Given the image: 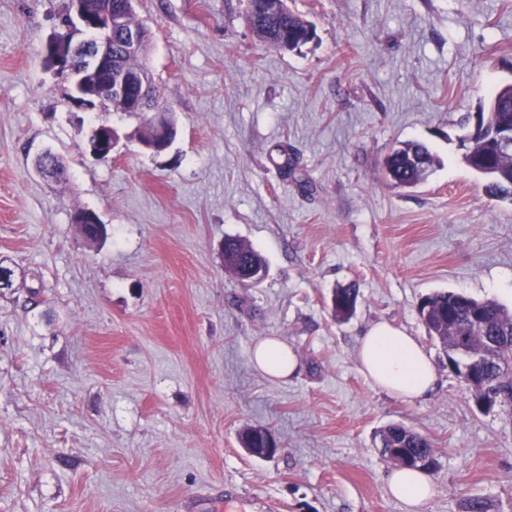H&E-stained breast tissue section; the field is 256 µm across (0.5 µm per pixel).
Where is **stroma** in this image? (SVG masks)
<instances>
[{
	"label": "stroma",
	"mask_w": 512,
	"mask_h": 512,
	"mask_svg": "<svg viewBox=\"0 0 512 512\" xmlns=\"http://www.w3.org/2000/svg\"><path fill=\"white\" fill-rule=\"evenodd\" d=\"M315 31L261 42L247 0H137L146 63L175 123L161 153L143 117L76 100L42 49L70 0H0V512H407L379 432L428 437L438 467L422 512L473 495L512 512V413L478 410L418 305L441 291L512 312V200L463 161L467 119L512 83V0H286ZM118 136L95 161L98 125ZM436 158L424 180L380 176L396 142ZM55 153L66 180L35 168ZM311 182L303 190L302 182ZM94 211L104 245L73 217ZM234 238L265 259L245 288ZM353 287L336 320L335 289ZM386 322L431 355L438 381L408 403L373 388L357 346ZM277 336L295 376L266 377ZM279 449L252 456L242 436ZM224 267L242 285L250 286L246 269L265 268V263L261 254L251 246L228 238L224 241ZM333 310L337 318L347 319L353 313L357 294L352 288H338L333 294ZM252 362L269 378L279 380L292 376L298 367L296 354L286 343L271 336L254 343ZM267 433L272 434L270 430L266 428H255L245 433L244 444L245 447H251L246 448L250 454L260 458H270L276 453L277 448H275L272 436L268 437V447L263 448L265 445L264 435Z\"/></svg>",
	"instance_id": "35a3bbf8"
}]
</instances>
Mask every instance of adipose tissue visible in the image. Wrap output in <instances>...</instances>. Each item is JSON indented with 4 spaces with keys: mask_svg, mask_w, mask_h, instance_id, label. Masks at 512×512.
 Instances as JSON below:
<instances>
[{
    "mask_svg": "<svg viewBox=\"0 0 512 512\" xmlns=\"http://www.w3.org/2000/svg\"><path fill=\"white\" fill-rule=\"evenodd\" d=\"M252 361L269 378L279 380L292 376L298 367L295 353L271 336L254 343ZM358 361L362 374L374 387L410 403L427 396L438 379L431 356L414 337L386 323L369 327L360 337ZM387 488L405 503L408 512H420L435 493L427 473L408 468L390 471Z\"/></svg>",
    "mask_w": 512,
    "mask_h": 512,
    "instance_id": "adipose-tissue-1",
    "label": "adipose tissue"
}]
</instances>
